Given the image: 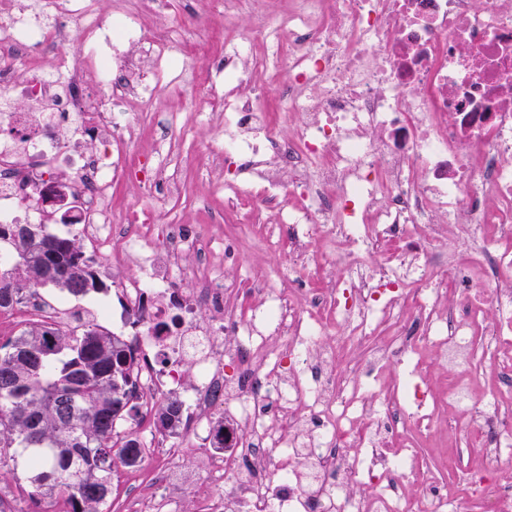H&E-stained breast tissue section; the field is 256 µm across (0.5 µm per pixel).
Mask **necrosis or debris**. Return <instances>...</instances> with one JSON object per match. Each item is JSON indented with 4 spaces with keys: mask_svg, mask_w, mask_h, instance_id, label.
I'll return each instance as SVG.
<instances>
[{
    "mask_svg": "<svg viewBox=\"0 0 512 512\" xmlns=\"http://www.w3.org/2000/svg\"><path fill=\"white\" fill-rule=\"evenodd\" d=\"M95 2L39 0L50 16L41 24L21 0H0V223H35L46 175L71 161L79 235L91 252H111L104 273L118 292L112 307L60 293L28 309L71 330L109 321L124 333L138 400L178 401L173 445L202 451L214 491L200 512H452L467 496L512 512L500 478L512 464L511 366L456 389V426L485 460L462 493L416 470L415 448L400 443L406 427L430 436L441 423L432 376L413 368L393 392L379 385L423 349L465 363L476 335L512 342V0H291L284 16L255 0L254 47L225 40L194 83L200 102L224 107V149L211 158L225 202L270 213L272 245L288 244L277 275L289 291L253 278L243 312L225 305L203 236L158 229L151 204L112 222L119 179L167 197L185 190L136 151L135 116L112 112L116 100L148 104L184 58L176 39ZM73 25L79 50L58 53ZM273 67L288 74L286 140L256 79ZM90 71L96 100L81 93ZM89 130L109 152L79 150ZM452 234L469 247L450 263L439 248ZM189 251L199 256L191 288ZM131 265L139 277H121ZM318 278L329 287H313ZM388 317L398 330L382 342ZM332 331L337 343L323 344ZM363 342L369 353L341 371L343 351ZM488 377L494 389L474 396ZM169 458L155 447L153 484L129 496L127 512H170L154 492L172 481Z\"/></svg>",
    "mask_w": 512,
    "mask_h": 512,
    "instance_id": "4bbe7bcc",
    "label": "necrosis or debris"
}]
</instances>
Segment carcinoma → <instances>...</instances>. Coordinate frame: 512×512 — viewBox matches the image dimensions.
<instances>
[{
    "mask_svg": "<svg viewBox=\"0 0 512 512\" xmlns=\"http://www.w3.org/2000/svg\"><path fill=\"white\" fill-rule=\"evenodd\" d=\"M16 232L13 264L0 266V313L48 286L75 298L101 288L73 234H52L43 224L0 227V242ZM137 364L127 343L90 325L75 333L47 322L26 324L0 342V467L39 458L29 470V500L46 499L65 512H103L117 465L143 459L139 439L115 428L135 418ZM181 406L167 400L155 412L159 431L173 432Z\"/></svg>",
    "mask_w": 512,
    "mask_h": 512,
    "instance_id": "cac0c4a2",
    "label": "carcinoma"
}]
</instances>
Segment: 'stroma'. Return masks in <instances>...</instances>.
<instances>
[{"mask_svg":"<svg viewBox=\"0 0 512 512\" xmlns=\"http://www.w3.org/2000/svg\"><path fill=\"white\" fill-rule=\"evenodd\" d=\"M102 14L115 10L140 15L151 35L179 34L185 52L200 61L221 54L225 36L241 41L249 40L258 24L256 7L252 0H236L224 7L220 0H167L163 12L153 10L149 0H98ZM195 13L207 19L201 30L185 26L187 14ZM121 112L135 114L139 124V145L145 149H158V163L168 174L186 185L183 196L163 204L157 213L161 224H183L190 229L205 231L215 262L223 266V275L233 289L227 301L236 310L248 307L249 276L273 273L288 259L285 250H261L257 243L269 236L271 220L268 213L243 218L235 210L225 208L224 193L218 185L224 172L210 161L211 150L223 142L218 116L202 114L191 101V87L168 86L162 88L155 100L146 106L135 101L121 105ZM175 119L180 133L176 140L156 146L155 132L161 121ZM417 450L414 464L430 472L441 486H456L466 482L480 458L472 450V438L463 433L449 435L440 430L435 437L412 435ZM194 449L184 444L173 462L177 470V483L172 488L176 512H199L201 500L211 494L208 475L193 469Z\"/></svg>","mask_w":512,"mask_h":512,"instance_id":"35a3bbf8","label":"stroma"}]
</instances>
